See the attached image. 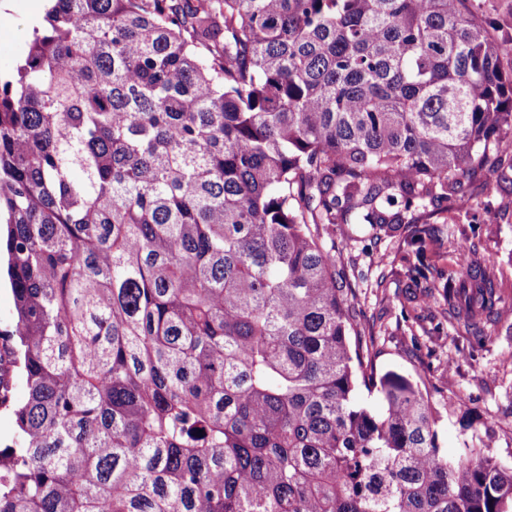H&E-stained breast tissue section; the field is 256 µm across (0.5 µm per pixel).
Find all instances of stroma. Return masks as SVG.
<instances>
[{
    "mask_svg": "<svg viewBox=\"0 0 512 512\" xmlns=\"http://www.w3.org/2000/svg\"><path fill=\"white\" fill-rule=\"evenodd\" d=\"M33 20L13 16L0 23V74L9 73L25 49ZM467 207L457 199L438 202L413 223L436 229L427 255L444 273L456 268V245L475 244L478 256L494 261L512 289V170L479 171L466 180ZM403 231L384 232L366 224H339L325 233L336 257L350 267L357 303L377 334L378 373L394 371L417 381L440 411L439 444L462 448L492 434L493 453L512 463V313H504L482 341L444 315L440 289L422 300L408 278L415 260ZM463 399L467 412L449 408Z\"/></svg>",
    "mask_w": 512,
    "mask_h": 512,
    "instance_id": "1",
    "label": "stroma"
}]
</instances>
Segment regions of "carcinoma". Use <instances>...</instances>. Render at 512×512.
I'll list each match as a JSON object with an SVG mask.
<instances>
[{"label":"carcinoma","mask_w":512,"mask_h":512,"mask_svg":"<svg viewBox=\"0 0 512 512\" xmlns=\"http://www.w3.org/2000/svg\"><path fill=\"white\" fill-rule=\"evenodd\" d=\"M470 2L52 0L0 77V512H512V464L377 375L323 242L512 163V36ZM456 266L479 339L512 294Z\"/></svg>","instance_id":"carcinoma-1"}]
</instances>
